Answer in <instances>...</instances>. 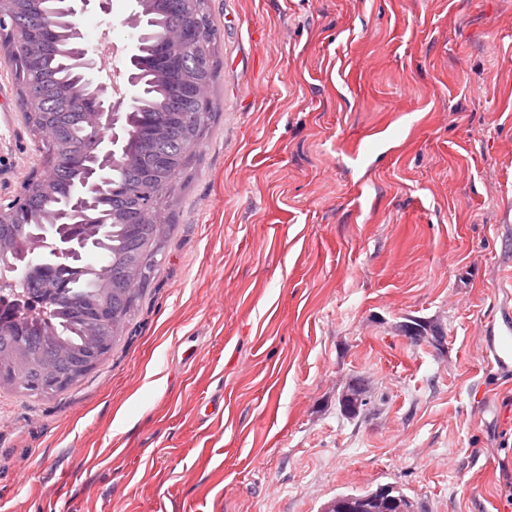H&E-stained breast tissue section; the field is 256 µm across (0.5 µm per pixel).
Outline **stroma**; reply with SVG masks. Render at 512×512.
<instances>
[{"label":"stroma","instance_id":"stroma-1","mask_svg":"<svg viewBox=\"0 0 512 512\" xmlns=\"http://www.w3.org/2000/svg\"><path fill=\"white\" fill-rule=\"evenodd\" d=\"M216 114L124 339L0 390V512H512V0H208ZM132 0L81 27L116 39ZM0 65V204L41 166ZM421 339L405 335L410 323ZM362 387L365 406L344 411ZM510 335L485 336L495 365L508 373H512V336ZM367 493V492H366ZM366 493L353 495L337 496L328 503L323 512H404L411 511L405 506L400 497L394 495L387 488H378L374 492L366 495Z\"/></svg>","mask_w":512,"mask_h":512}]
</instances>
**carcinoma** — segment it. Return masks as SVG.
Wrapping results in <instances>:
<instances>
[{
  "mask_svg": "<svg viewBox=\"0 0 512 512\" xmlns=\"http://www.w3.org/2000/svg\"><path fill=\"white\" fill-rule=\"evenodd\" d=\"M41 22L58 32L56 47L36 54L21 46L3 47L14 80L41 84L45 90L87 84L81 45L69 35L72 0H42ZM205 39L191 50L213 56L198 79L214 82L218 67L217 29L206 3ZM175 0H137L139 58L129 63L137 82L136 100L123 116L124 133L112 168L80 156L88 114L56 98L62 125L55 139L41 141L43 162L57 172L51 187L31 195L20 224L8 225L17 241L33 251L45 237L64 239L73 248L70 259L46 261L31 272L28 261L0 285V314L11 325L0 329V380L24 394L26 384L53 388L52 372L43 359L62 363L94 343L117 347L135 317L145 286L159 266L170 234L167 224H132L130 197L145 191L155 209L171 206L177 179L190 164L192 152L208 135L214 104L203 108L182 91L186 74L178 58L160 44L174 31Z\"/></svg>",
  "mask_w": 512,
  "mask_h": 512,
  "instance_id": "carcinoma-1",
  "label": "carcinoma"
}]
</instances>
